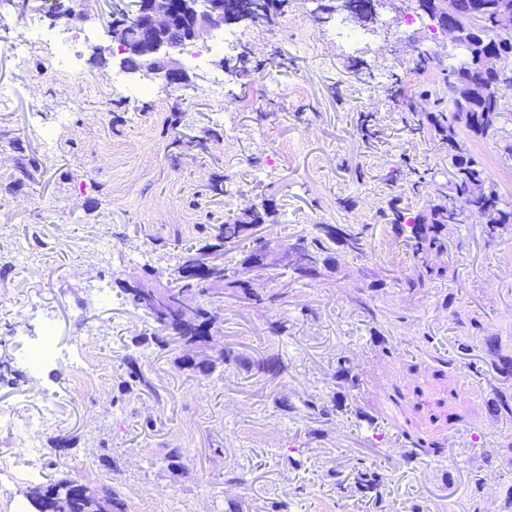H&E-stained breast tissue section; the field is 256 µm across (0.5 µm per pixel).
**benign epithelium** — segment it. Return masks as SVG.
Returning a JSON list of instances; mask_svg holds the SVG:
<instances>
[{"label":"benign epithelium","mask_w":512,"mask_h":512,"mask_svg":"<svg viewBox=\"0 0 512 512\" xmlns=\"http://www.w3.org/2000/svg\"><path fill=\"white\" fill-rule=\"evenodd\" d=\"M109 6L114 25L106 35L119 44L123 54L121 65L130 73H138L152 82L160 81L170 88L188 82V72L181 61L186 44L224 28L226 23H254L267 17L271 9L265 0H179L176 6L171 0H111ZM479 24L480 20L473 17L450 24L444 31L456 47L467 42ZM494 32L500 36L512 35V0H498ZM292 267L301 271L319 270L321 263L269 243L258 252V257L238 264L234 276L245 287L252 288L259 280L260 271H286ZM137 281L146 307L160 309L172 303L180 320L195 318V293L186 292L173 301L157 274L139 277Z\"/></svg>","instance_id":"7a95c632"}]
</instances>
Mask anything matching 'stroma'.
<instances>
[{
  "label": "stroma",
  "mask_w": 512,
  "mask_h": 512,
  "mask_svg": "<svg viewBox=\"0 0 512 512\" xmlns=\"http://www.w3.org/2000/svg\"><path fill=\"white\" fill-rule=\"evenodd\" d=\"M373 5L320 21L318 0H282L254 24L235 68L215 54L189 68L190 86L155 83L140 98L126 89L141 77L122 72L96 15L82 24L81 78L64 91L32 80L41 57L28 68L10 57L27 20L0 5V89L14 96L0 112V292L10 295L0 300V407L18 421L0 430V452L37 445L14 455L23 477L12 497L33 475L111 480L123 512H154L169 498L182 512H273L282 502L289 512H477L488 497L494 512H512V418L494 407L512 394V224L491 236L478 217L449 225L435 260L446 274L417 293L401 287L418 268L406 232L384 213L395 197L408 216L428 213L446 190L448 147L424 122L454 50L416 0ZM407 13L421 24H397ZM339 21L367 48L333 40ZM299 36L309 52L296 49ZM412 80L422 89L414 98L404 93ZM270 81L279 97L267 95ZM504 96L487 132L461 146L487 187L512 200V156L501 150L512 143V89ZM254 211L260 238L283 245L319 224L365 231L363 253L336 247L318 280L259 283L257 293L282 292L276 305L225 290L221 346L284 372L230 362L203 375L181 367L178 343L139 351L135 338L154 323L118 281L155 269L173 286L181 248ZM97 240L107 249L83 253ZM47 320L58 343L97 337L102 381L70 396L65 367L29 362ZM279 321L286 335H273ZM133 364L150 389L123 391ZM43 391L56 396L54 431L34 424ZM322 403L328 414H318ZM417 444L422 453L403 465ZM105 453L118 473L102 465ZM363 463L383 476L379 505L336 490Z\"/></svg>",
  "instance_id": "stroma-1"
}]
</instances>
